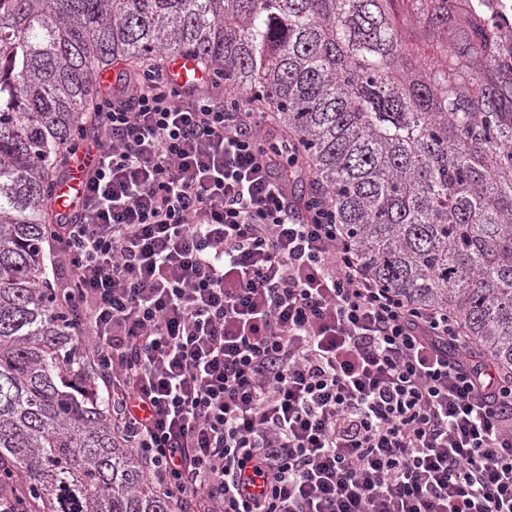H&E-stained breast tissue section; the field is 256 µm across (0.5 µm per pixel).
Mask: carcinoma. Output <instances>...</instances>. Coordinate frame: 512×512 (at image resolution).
Instances as JSON below:
<instances>
[{"instance_id":"cac0c4a2","label":"carcinoma","mask_w":512,"mask_h":512,"mask_svg":"<svg viewBox=\"0 0 512 512\" xmlns=\"http://www.w3.org/2000/svg\"><path fill=\"white\" fill-rule=\"evenodd\" d=\"M195 57L296 139L368 273L512 370V49L449 0H0V489L26 512H190L146 475L45 246L105 68Z\"/></svg>"}]
</instances>
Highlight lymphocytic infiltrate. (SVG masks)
<instances>
[{
  "label": "lymphocytic infiltrate",
  "instance_id": "lymphocytic-infiltrate-1",
  "mask_svg": "<svg viewBox=\"0 0 512 512\" xmlns=\"http://www.w3.org/2000/svg\"><path fill=\"white\" fill-rule=\"evenodd\" d=\"M56 251L112 415L202 512H512V373L373 278L292 135L118 75Z\"/></svg>",
  "mask_w": 512,
  "mask_h": 512
}]
</instances>
